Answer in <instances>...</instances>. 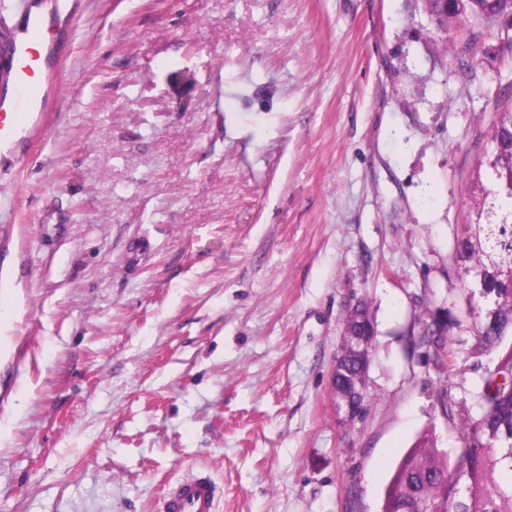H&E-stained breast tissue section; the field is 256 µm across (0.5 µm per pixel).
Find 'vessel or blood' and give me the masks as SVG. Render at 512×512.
Instances as JSON below:
<instances>
[{
    "mask_svg": "<svg viewBox=\"0 0 512 512\" xmlns=\"http://www.w3.org/2000/svg\"><path fill=\"white\" fill-rule=\"evenodd\" d=\"M58 47L45 23L28 18L10 54L12 101H0V155L16 151L34 134L50 106L51 63ZM163 512H215L214 484L207 474L196 473L168 491Z\"/></svg>",
    "mask_w": 512,
    "mask_h": 512,
    "instance_id": "b4317fda",
    "label": "vessel or blood"
}]
</instances>
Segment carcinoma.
<instances>
[{
  "label": "carcinoma",
  "instance_id": "cac0c4a2",
  "mask_svg": "<svg viewBox=\"0 0 512 512\" xmlns=\"http://www.w3.org/2000/svg\"><path fill=\"white\" fill-rule=\"evenodd\" d=\"M428 11L441 28L462 20L474 35L487 33L505 41L512 52V0H426ZM501 104L489 134L500 139L484 172L477 173L471 196L472 218L458 227L448 266L462 284L475 281L484 304L469 306L461 317L441 321L432 312L423 314L418 342L434 347L435 367L449 374L455 364L447 337L471 321L474 350H496V363L485 369L471 391L472 411L458 426L460 448L455 462L437 448L434 434H421L398 463L386 490L382 512H512V79L501 85ZM365 305L346 316L344 330L368 335ZM370 357L342 348L333 372V387L344 393L351 386L364 393L359 402L366 412Z\"/></svg>",
  "mask_w": 512,
  "mask_h": 512
}]
</instances>
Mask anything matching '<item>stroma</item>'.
Returning <instances> with one entry per match:
<instances>
[{
	"instance_id": "stroma-1",
	"label": "stroma",
	"mask_w": 512,
	"mask_h": 512,
	"mask_svg": "<svg viewBox=\"0 0 512 512\" xmlns=\"http://www.w3.org/2000/svg\"><path fill=\"white\" fill-rule=\"evenodd\" d=\"M40 134L0 162V512H381L423 431L496 354L425 310L467 304L448 253L512 55L424 0H59ZM195 72L193 90L168 73ZM376 339L349 422L347 310ZM370 352L366 357L347 351L343 345L341 354L338 357L336 367L333 372V387L343 394L351 386L360 387L364 393L359 402L362 416L365 414L369 402L368 394V368L370 363ZM163 512H215V487L205 473H196L168 491L162 502Z\"/></svg>"
}]
</instances>
